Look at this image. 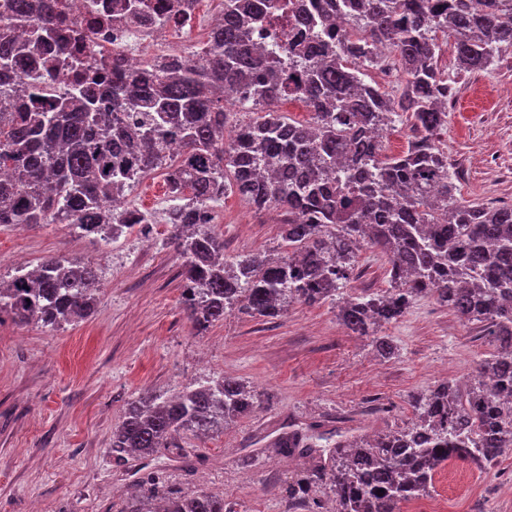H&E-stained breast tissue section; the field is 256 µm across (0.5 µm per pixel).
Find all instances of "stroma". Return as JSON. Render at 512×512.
Masks as SVG:
<instances>
[{"instance_id": "obj_1", "label": "stroma", "mask_w": 512, "mask_h": 512, "mask_svg": "<svg viewBox=\"0 0 512 512\" xmlns=\"http://www.w3.org/2000/svg\"><path fill=\"white\" fill-rule=\"evenodd\" d=\"M440 133L463 199L512 206V50L489 69L460 78ZM127 207L154 216L149 236L109 242L66 224H0V281L18 262L66 255L98 273L97 306L54 332L0 316V512H121L137 478L161 471L190 491L223 496L232 512H292L286 489L301 467L273 442L291 430L372 436L410 427L411 395L467 380L495 344L433 298L418 299L383 334L394 358L351 333L338 304H290L272 320L232 315L197 332L181 305L183 259L170 242L163 172L128 189ZM213 231L224 253L283 252L277 210H257L235 193L215 205ZM388 259L362 249L350 295L387 289ZM203 376L243 381L256 411L223 433L177 437L157 461L114 463L113 428L127 402ZM512 512V451L491 468L451 460L429 492L401 512Z\"/></svg>"}]
</instances>
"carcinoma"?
<instances>
[{
    "instance_id": "cac0c4a2",
    "label": "carcinoma",
    "mask_w": 512,
    "mask_h": 512,
    "mask_svg": "<svg viewBox=\"0 0 512 512\" xmlns=\"http://www.w3.org/2000/svg\"><path fill=\"white\" fill-rule=\"evenodd\" d=\"M146 0H123L125 21L145 22ZM282 8L280 0H224V21L195 62L170 55L129 69L112 53L77 72L70 90L40 75L0 106V224H68L108 240L114 221L145 232L137 209L120 215L100 205L148 173L166 171L167 223L183 258L182 304L198 331L238 312L280 316L291 303L342 297L340 316L354 334L370 336L377 354L396 355L379 335L420 298L433 296L467 323H484L496 344L480 360L468 388L454 381L411 396L415 422L371 440L321 446L294 432L275 447L313 457L288 484V499L333 493L335 512H400L426 494L450 459L482 468L512 450V207H489L456 196L454 174L440 146L457 81L438 67L437 33L453 39L460 74L488 67L512 48V0H302L292 13L303 27L288 40V70L259 59L254 27ZM55 0H7L0 12V79L67 48L54 39L62 23ZM344 13L346 25L333 17ZM386 47L402 63L396 100L365 80ZM112 79V110L96 121L98 84ZM243 89L256 120L224 140V97ZM297 98L311 124L279 112ZM405 118L407 149L384 155L367 131ZM177 152H168L170 145ZM235 192L258 209L280 211L286 250L224 257L212 230L213 204ZM388 258L390 288L343 296L362 247ZM96 270L64 256L18 272L0 286V314L48 330L91 315ZM255 391L230 378H199L172 395L147 392L127 404L112 430L116 462L151 459L176 435L204 437L253 412ZM124 512H230L224 498L184 491L150 475Z\"/></svg>"
}]
</instances>
